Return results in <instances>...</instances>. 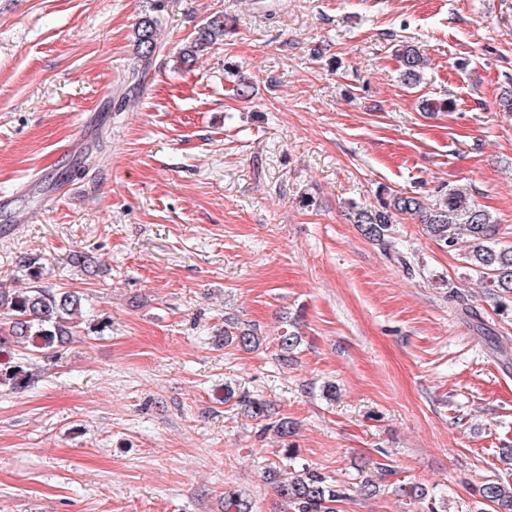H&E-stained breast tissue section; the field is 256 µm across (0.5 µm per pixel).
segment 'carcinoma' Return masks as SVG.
Masks as SVG:
<instances>
[{"mask_svg":"<svg viewBox=\"0 0 512 512\" xmlns=\"http://www.w3.org/2000/svg\"><path fill=\"white\" fill-rule=\"evenodd\" d=\"M158 20L145 16L136 26L135 35L141 60L147 62L157 50ZM227 23L224 16H214L197 31V35L183 57L196 53L223 39ZM401 63V79L413 86L419 83L429 66L427 56L413 45H401L396 49ZM354 223L362 235L380 245L397 260L405 257L395 250L389 237L390 228L403 215L415 216L423 224V230L440 242L448 251L459 252L466 268L479 274L487 288L504 294L512 293V245H503L496 239L495 220L492 215L475 204L468 191L451 187L439 203L427 207L415 196L387 193L376 205L364 206L348 203ZM7 310V322L0 326V349L14 347L10 358L15 364L5 363L0 372V385L22 390L35 383L37 375L27 366L34 355L43 353L64 342L76 327V315L83 314L82 297L76 291L62 288L31 286L23 291L0 289V309ZM302 341L297 329L286 328L277 339L279 359L283 364ZM236 343L244 349L259 343V336L252 329L237 325L224 329V343ZM245 410L255 418L270 416V406L263 399L240 396ZM276 480V492L282 504V512H336V503L345 497L341 486L330 482L322 473L303 464L291 469L289 477ZM481 503L491 512H512V483L487 480L477 488Z\"/></svg>","mask_w":512,"mask_h":512,"instance_id":"obj_1","label":"carcinoma"}]
</instances>
